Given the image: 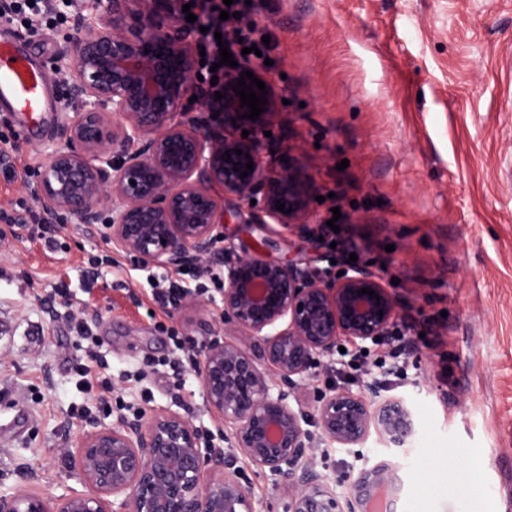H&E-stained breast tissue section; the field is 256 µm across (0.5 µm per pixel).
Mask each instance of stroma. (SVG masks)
<instances>
[{"mask_svg": "<svg viewBox=\"0 0 512 512\" xmlns=\"http://www.w3.org/2000/svg\"><path fill=\"white\" fill-rule=\"evenodd\" d=\"M270 66L260 69L277 106L262 140L271 168L298 167L325 219H337L358 260L394 282L400 315L424 324L425 345L393 357L369 349V362L398 364L399 378L375 387L404 398L415 432L389 453L377 436L343 448L315 438L314 462L337 484L395 455L402 485L396 512H512V0H260ZM68 21L11 32L27 47L52 96L55 42ZM60 116H45L41 137L29 120L0 112V139L19 145L0 170V209L32 193L58 140ZM348 167H341V160ZM239 221L224 228L233 255L264 247L283 263L335 259L315 225L258 223L252 208L225 199ZM61 250L27 239L0 247V494L32 489L68 495L83 485L71 467L77 437L104 420L74 371V331L46 304L59 281L74 306L94 314L96 350L108 361L112 413L172 409L216 444L198 374L172 367L175 338L199 351L224 330L223 281L202 277L196 304L165 314L135 257L106 234L86 236L63 219ZM111 255L102 281L80 284L89 258ZM478 459L431 480L447 451ZM241 481L268 512L286 499L268 470L243 467Z\"/></svg>", "mask_w": 512, "mask_h": 512, "instance_id": "35a3bbf8", "label": "stroma"}]
</instances>
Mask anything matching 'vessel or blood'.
I'll list each match as a JSON object with an SVG mask.
<instances>
[{"mask_svg": "<svg viewBox=\"0 0 512 512\" xmlns=\"http://www.w3.org/2000/svg\"><path fill=\"white\" fill-rule=\"evenodd\" d=\"M0 109L31 117L55 111L45 76L13 41L0 38Z\"/></svg>", "mask_w": 512, "mask_h": 512, "instance_id": "obj_1", "label": "vessel or blood"}]
</instances>
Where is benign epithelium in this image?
Returning a JSON list of instances; mask_svg holds the SVG:
<instances>
[{
    "label": "benign epithelium",
    "instance_id": "obj_1",
    "mask_svg": "<svg viewBox=\"0 0 512 512\" xmlns=\"http://www.w3.org/2000/svg\"><path fill=\"white\" fill-rule=\"evenodd\" d=\"M189 2L69 0L56 59L73 66L54 68L62 87L59 145L35 192L46 217L69 214L90 235L103 224L115 250L145 265L201 263L224 276V335L204 342L196 368L227 448L173 410L98 423L81 434L73 456L85 490L59 498L1 494L0 512H264L240 481L244 465L279 477L286 512H369L381 490L393 512L401 483L393 460L359 470L342 492L311 463L299 388L335 360L340 341L359 346L392 335L398 298L365 261L332 278L259 252L216 250L238 212L219 208L214 185L239 201L256 200L262 224L321 220L298 169L272 172L262 155L272 95L252 121L241 118L249 108L232 89L247 68L224 69L215 85L198 79L195 29L182 12ZM217 92L224 98L215 100ZM314 422L344 448L374 434L399 449L414 432L404 399L375 401L334 387L319 392Z\"/></svg>",
    "mask_w": 512,
    "mask_h": 512
}]
</instances>
